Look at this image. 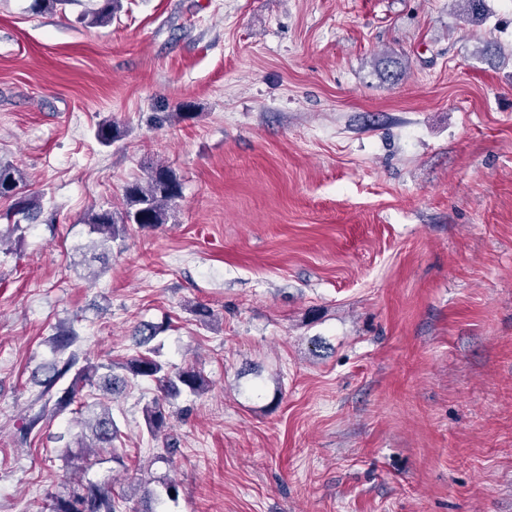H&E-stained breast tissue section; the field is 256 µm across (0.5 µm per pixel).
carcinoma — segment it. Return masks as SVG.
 Listing matches in <instances>:
<instances>
[{
	"instance_id": "1",
	"label": "carcinoma",
	"mask_w": 512,
	"mask_h": 512,
	"mask_svg": "<svg viewBox=\"0 0 512 512\" xmlns=\"http://www.w3.org/2000/svg\"><path fill=\"white\" fill-rule=\"evenodd\" d=\"M74 0H29L27 12L38 15L45 11L65 6ZM94 7L82 15L87 25L105 26L112 16L121 8V0H93ZM463 14L472 21H481L485 12V0H456ZM25 176L17 168L0 166V197L15 199L16 213L27 218L38 217L37 203L23 195L21 185ZM182 187L175 172L167 165L158 163L150 166L144 182L134 181L124 188V204L119 209H99L88 214L85 224L88 235L92 236L94 246L103 250L111 249V243L119 238L130 224L141 227H153L167 222L169 209L181 197ZM161 326L142 323L134 332L136 345L146 347L161 333ZM77 340V335L70 329H61L52 337L53 348L61 354L68 350ZM77 359L71 355L64 361H56L49 368V375L40 385L44 397L52 391L56 383L70 371H75L68 391L57 397L54 410L62 412L82 397L84 388L95 386L98 367L86 365L76 367ZM122 368L134 379L150 381L156 384L159 395L153 398L144 409V420L148 432L156 436L167 427V415L164 408L166 399L187 390L193 394L207 389L203 375L191 367L175 373L156 358L139 354L130 358ZM128 385V380L112 372L105 375L104 393L117 397ZM80 408L93 413L90 418H80L79 425L90 430L92 448H110L117 439L119 427L108 410L95 412L96 404L81 402ZM52 512H122L121 499L112 494V489L105 485H90L85 492L70 499L58 500Z\"/></svg>"
}]
</instances>
